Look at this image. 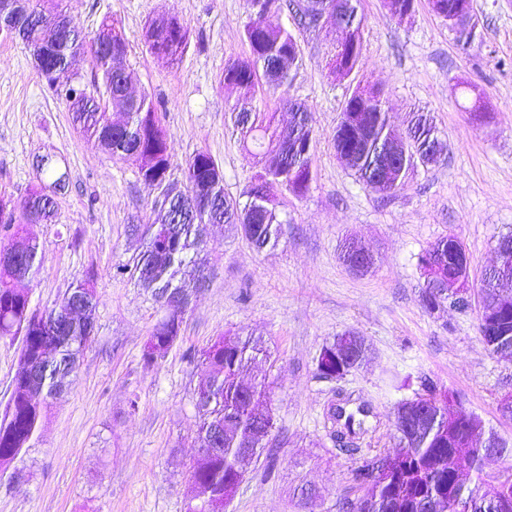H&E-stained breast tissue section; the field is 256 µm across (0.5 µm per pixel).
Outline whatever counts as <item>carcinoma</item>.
<instances>
[{"instance_id":"1","label":"carcinoma","mask_w":512,"mask_h":512,"mask_svg":"<svg viewBox=\"0 0 512 512\" xmlns=\"http://www.w3.org/2000/svg\"><path fill=\"white\" fill-rule=\"evenodd\" d=\"M415 0H385L392 17L402 20L414 11ZM347 19V36L342 49L333 51L329 67L336 78H347L359 65L363 52L362 18L356 0H304L297 5L298 24L311 27V18L329 5ZM248 21L244 28L250 55L232 59L224 66V83L233 85L256 105L249 110L232 112L234 131L244 146H252L261 156L260 171L245 192L241 204L224 194V177L213 158L196 153L187 163L188 184L210 183L211 200L207 205L194 202L187 192L168 181L169 142L151 97H134L129 88L135 73L113 68L103 53H96L100 73L95 84L103 86L111 97L104 99L87 92L77 74L69 71L70 59L80 50L96 45L112 47L121 55L127 43L112 21L105 19L91 36L67 25H40L23 18H9L10 34L23 44H47L46 65L38 69L47 86L66 101L72 121L84 143L106 153L112 159H131L138 165L144 181L161 188L160 220L153 224H134L131 231L140 236L144 250L134 262L132 276L140 287L165 307L166 316L154 327L142 354L146 366L155 365L179 338L183 316L190 305V294L182 281L203 283L201 253L206 248V227L228 224L240 231L258 251L277 245L282 221L276 208L279 192L304 194L314 179L312 156L316 143L309 126L307 110L288 97L281 98L282 108L292 121L279 125L276 113L266 110L259 97L258 75L268 88L283 89L292 81V66L299 62L297 40L287 28L274 26L270 17L286 6L284 0H247ZM435 15L448 22L458 41L469 45L477 22L471 0H430ZM189 34L174 17L160 15L149 20L146 46L164 66L179 63L187 52ZM120 114L121 122L111 120V112ZM436 127L427 115L416 112L402 131L392 129L386 118L382 91L368 87L344 100L333 134L336 155L360 181L374 191L391 194L405 186L416 164L436 162L441 151L436 146ZM397 149L406 154L401 168L386 164V152ZM55 218L53 197L45 189L34 187L8 212L0 216V227L14 234L23 231L31 219L51 224ZM17 255L14 263L0 264V336H20L22 346L19 370L13 380L11 397L0 420V471H6L30 447L42 426L51 401L57 395L59 379L72 375L93 332V312L97 298L90 280L66 292L51 309L39 312L32 308L29 291L18 287L33 279L42 263L40 244L32 237L1 245L0 253ZM340 258L353 271H369L373 258L352 242L344 243ZM423 270L424 307L433 312L445 304L458 306L461 300L448 293V279L469 277V257L459 256L442 238L431 244L419 257ZM512 280V251L498 254V262L485 273L481 288L482 311L478 333L488 336L498 329L512 334V305L504 309L501 302L512 293L499 288ZM177 295L182 304L171 305L167 298ZM84 309H72L75 298ZM259 350L258 342L237 336L218 337L202 354L204 377L200 381L195 406L199 417L198 441L211 432L222 433L220 454L203 460L189 470L196 497L207 503L205 512H224V493L233 491L245 448L263 449L273 440L275 423L271 414L259 409L266 395L262 384L246 386L240 375L252 360L250 352ZM369 346L364 337L346 332L322 347L316 371L327 378L349 373L368 358ZM40 367L45 375L35 377L32 368ZM480 417L461 425L454 436L448 435V408L416 414L415 406L400 403L395 410V428L399 439L396 449L398 470L372 476L366 465L354 472V480L364 491L361 512H418L417 498L430 499V512H448V497L460 504L463 512L471 507L478 512L479 500L485 495L486 479L481 459L472 461V476L457 483L448 472V442L465 446L471 429L479 428Z\"/></svg>"}]
</instances>
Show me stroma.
<instances>
[{
    "mask_svg": "<svg viewBox=\"0 0 512 512\" xmlns=\"http://www.w3.org/2000/svg\"><path fill=\"white\" fill-rule=\"evenodd\" d=\"M71 26L88 35L112 20L127 44L134 93L156 103L171 144L170 181L184 188L197 152L210 154L224 192L242 199L261 168L233 132L242 91L223 83L226 61L245 58L246 0H64ZM479 25L461 45L429 0L398 20L383 0H360L363 55L349 79L330 72V30L298 25L291 9L272 17L298 41L301 61L286 89L306 105L317 135L315 177L304 196L278 195V244L255 251L218 224L206 248V284L185 314L179 339L151 368L142 350L166 314L129 275L140 249L128 230L152 223L159 189L133 161L110 159L81 141L65 101L53 94L19 39L0 34V197L19 202L35 186L54 191L56 221L30 224L42 264L27 282L33 307L51 308L91 279L94 335L76 376L52 402L38 438L24 449L18 477L0 475V512H187L189 468L198 450L195 408L200 356L224 334L261 337L265 351L245 381L265 380L275 443L265 448L224 512H340L357 499L364 459L393 453L394 406L433 386L460 397L486 426L512 440V356L490 355L477 333V304L431 313L420 295L419 257L436 240L460 239L479 289L498 238L512 231V0H473ZM176 17L190 34L183 60L165 67L144 44L145 25ZM382 90L388 120L430 113L446 144L438 163L418 165L403 189L371 191L337 158L332 136L343 101L357 84ZM483 112L474 119L473 109ZM52 156L53 172L37 167ZM376 257L357 275L339 259L345 240ZM347 331L372 347L367 363L342 379L318 376L316 359ZM352 414L351 450L336 440Z\"/></svg>",
    "mask_w": 512,
    "mask_h": 512,
    "instance_id": "stroma-1",
    "label": "stroma"
}]
</instances>
